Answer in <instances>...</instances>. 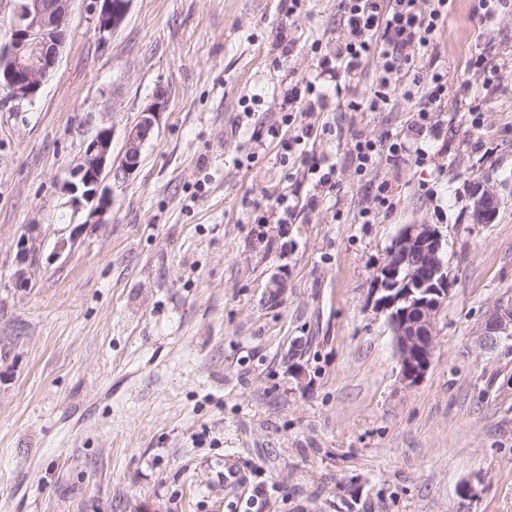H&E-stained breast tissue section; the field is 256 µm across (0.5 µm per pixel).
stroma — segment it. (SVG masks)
<instances>
[{"instance_id":"35a3bbf8","label":"stroma","mask_w":512,"mask_h":512,"mask_svg":"<svg viewBox=\"0 0 512 512\" xmlns=\"http://www.w3.org/2000/svg\"><path fill=\"white\" fill-rule=\"evenodd\" d=\"M99 10L74 0L34 101L0 93V512H512V355L472 339L512 295V0L490 19L454 0L435 131L418 135L400 96L388 112L333 98L303 113L336 134L295 167L334 162L336 190L288 224L250 223L245 204L284 188L302 200L313 182L285 180L254 135L278 122L289 84L315 77L309 45L335 44L337 0L293 16L283 0H131L104 34ZM478 50L500 86L468 67ZM155 102L159 126L111 209L66 220L84 140L111 126L120 157ZM392 137L410 152L358 174L352 144ZM485 178L502 205L476 224L469 190ZM414 222L447 239L449 285L432 365L409 386L369 288ZM26 237L40 246L27 271ZM228 457L243 477L232 490L216 478ZM466 481L477 501L461 500Z\"/></svg>"}]
</instances>
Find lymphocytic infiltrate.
I'll return each mask as SVG.
<instances>
[{
  "instance_id": "lymphocytic-infiltrate-1",
  "label": "lymphocytic infiltrate",
  "mask_w": 512,
  "mask_h": 512,
  "mask_svg": "<svg viewBox=\"0 0 512 512\" xmlns=\"http://www.w3.org/2000/svg\"><path fill=\"white\" fill-rule=\"evenodd\" d=\"M452 0H339L340 28L336 48L318 52L321 76L334 81L335 92L344 82L365 80L363 95H350L349 109L356 112H382L395 96L415 101L420 129L432 123L448 97V65L437 55L435 37L448 16ZM383 60L380 73L368 76L364 65L372 56ZM324 109L327 94L315 82L298 81L285 90L282 116L266 134L280 142L283 150L294 152L312 134L310 126L298 124L301 104Z\"/></svg>"
}]
</instances>
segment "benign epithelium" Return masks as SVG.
<instances>
[{
  "instance_id": "obj_1",
  "label": "benign epithelium",
  "mask_w": 512,
  "mask_h": 512,
  "mask_svg": "<svg viewBox=\"0 0 512 512\" xmlns=\"http://www.w3.org/2000/svg\"><path fill=\"white\" fill-rule=\"evenodd\" d=\"M8 5L5 19L9 38L0 43V84L7 99L33 100L56 69L67 43L74 0H0ZM98 29L115 30L124 20L130 0H101ZM160 112L152 105L127 132L122 156L112 159V128L99 127L83 143L62 183L64 206L76 215L84 205L97 202L88 218L99 222L112 205L106 179L123 182L140 166L142 149L155 133ZM470 217L477 224L495 222L500 208L496 189L486 181L472 185ZM370 295L374 309L385 315L398 356L402 381L419 383L429 370L435 343L436 320L448 299V265L444 239L433 224H405L386 251L373 279ZM483 351L501 348L512 352V297L500 298L473 331Z\"/></svg>"
}]
</instances>
